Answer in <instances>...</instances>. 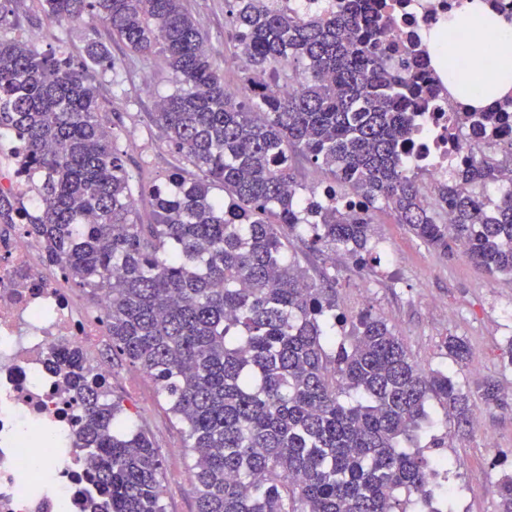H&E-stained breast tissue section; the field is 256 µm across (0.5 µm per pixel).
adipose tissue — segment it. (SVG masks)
Masks as SVG:
<instances>
[{"label":"adipose tissue","mask_w":512,"mask_h":512,"mask_svg":"<svg viewBox=\"0 0 512 512\" xmlns=\"http://www.w3.org/2000/svg\"><path fill=\"white\" fill-rule=\"evenodd\" d=\"M474 31L512 40V23L491 12L483 0H463L461 8L449 16L447 28H433L428 38L434 41L446 34L458 37L454 51L457 63L448 78L449 90L453 96L464 97L470 107L483 108L512 95V54L499 57L489 70L469 66L466 39Z\"/></svg>","instance_id":"1"}]
</instances>
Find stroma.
Instances as JSON below:
<instances>
[{"instance_id":"stroma-1","label":"stroma","mask_w":512,"mask_h":512,"mask_svg":"<svg viewBox=\"0 0 512 512\" xmlns=\"http://www.w3.org/2000/svg\"><path fill=\"white\" fill-rule=\"evenodd\" d=\"M187 5L206 33L209 53L225 83L239 84V63L224 25V0H187ZM9 10L17 33L36 35L44 51L67 41L76 63L83 58L85 33L96 31L99 39L109 43L113 59L123 68V83L113 86L108 73L97 75L96 82L105 109L122 115L124 130L116 146L124 150L129 162L142 164L145 181H163L179 164L178 155L149 120L158 98L173 88L164 65L130 56L92 15L61 25L36 19L31 0H11ZM130 141L136 142V149H127ZM371 244L382 260L365 266L342 248L317 252L297 240L292 251L310 278L334 281L339 310L351 313L370 308L403 337L422 367L451 365L442 346L445 337L466 340L468 358L454 367L459 385L469 389L478 380L496 381L501 401L497 407L481 411L473 433L464 440L443 409H436L435 433L445 442L443 455L459 463L450 475L458 489L459 512H495V486L505 473L512 472V366L503 358L512 340V278L489 276L457 249L446 255L435 253L384 212L375 215ZM110 364L113 399L130 409L135 424L163 458L167 512H196L189 480L193 455L180 425L146 373L117 356ZM490 436L495 439L491 446L486 443Z\"/></svg>"}]
</instances>
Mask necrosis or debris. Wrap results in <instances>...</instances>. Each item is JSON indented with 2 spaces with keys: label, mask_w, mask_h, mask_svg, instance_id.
I'll return each instance as SVG.
<instances>
[{
  "label": "necrosis or debris",
  "mask_w": 512,
  "mask_h": 512,
  "mask_svg": "<svg viewBox=\"0 0 512 512\" xmlns=\"http://www.w3.org/2000/svg\"><path fill=\"white\" fill-rule=\"evenodd\" d=\"M460 0H382L394 18L386 42L438 57L426 31ZM440 93L420 113L405 147L412 169H423L426 189L448 181L475 157L495 158L512 144V105L495 130L479 134L450 126L467 111L452 98L448 75L430 69ZM104 308L83 307L60 266L48 263L26 225L0 226V512H90L98 491L92 461L72 439L83 418L79 393L56 371L77 354L78 371L104 389L112 369L102 358L108 341Z\"/></svg>",
  "instance_id": "1"
}]
</instances>
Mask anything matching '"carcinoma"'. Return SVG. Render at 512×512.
Returning <instances> with one entry per match:
<instances>
[{"label": "carcinoma", "instance_id": "1", "mask_svg": "<svg viewBox=\"0 0 512 512\" xmlns=\"http://www.w3.org/2000/svg\"><path fill=\"white\" fill-rule=\"evenodd\" d=\"M5 2L0 130L21 140L41 203L31 213L0 190V224L30 225L48 262L107 293L112 352L155 381L193 452L196 512H456L453 484L432 485L453 463L433 453L431 402L468 435L475 400L497 404L498 385L465 390L424 369L382 317L336 311L333 283L310 281L286 258L289 237L305 232L318 251L378 263L373 213L386 210L433 251L459 246L490 275L512 277V191L492 209L475 195L512 184V167L474 158L431 200L423 171L402 163L414 113L435 89L427 60L387 56L391 17L370 0L315 16L232 0L225 24L243 77L230 93L185 0H37L51 22L94 14L112 40L172 74L149 116L182 166L148 184L116 148L121 128L98 100L94 67L121 84L108 44L86 39L77 66L62 43L45 54L12 34ZM288 84L297 91L280 94ZM295 154L331 193L310 211ZM144 198L151 224L140 223ZM443 347L466 361L462 338ZM81 399L77 447L94 459L100 512H166L150 438L101 388L83 385ZM496 493L497 512H512V475Z\"/></svg>", "mask_w": 512, "mask_h": 512}]
</instances>
